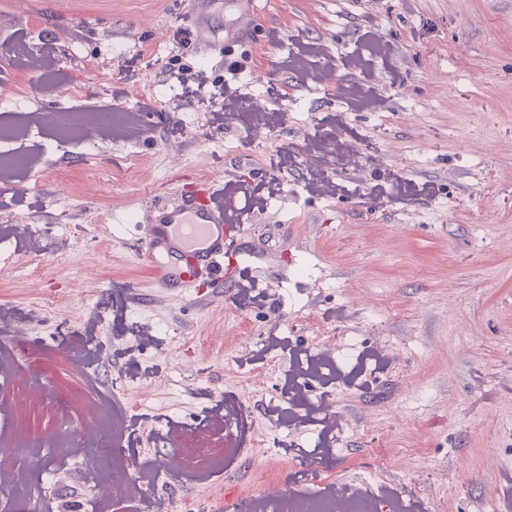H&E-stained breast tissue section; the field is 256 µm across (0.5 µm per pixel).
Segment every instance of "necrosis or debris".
Instances as JSON below:
<instances>
[{
  "label": "necrosis or debris",
  "instance_id": "necrosis-or-debris-1",
  "mask_svg": "<svg viewBox=\"0 0 512 512\" xmlns=\"http://www.w3.org/2000/svg\"><path fill=\"white\" fill-rule=\"evenodd\" d=\"M35 129H47L56 135L58 150H65L71 137L97 145L109 140L135 143L142 124L137 113L107 109L99 112H71L57 108L47 112H12L0 115V188H12L29 182L47 162L38 151L16 150ZM84 424L76 433L73 447L85 449L80 464L82 476H93L103 463L99 453L106 447L102 432L104 411L98 401L81 407ZM240 411L225 408L223 416L202 431L180 429L167 437L163 447L155 449L146 463L136 461L113 467L112 498L126 503H144L153 512H173L172 502L155 496L153 487L163 479L179 478L197 470L217 475L224 459L240 451L238 421ZM31 441L13 430L0 431V496L7 497L18 512H42L40 491L29 490L30 470L18 464L27 454ZM414 483L375 491L370 482L339 481L310 489L287 485H258L244 502V512H400L405 497L416 496Z\"/></svg>",
  "mask_w": 512,
  "mask_h": 512
}]
</instances>
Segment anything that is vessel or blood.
I'll use <instances>...</instances> for the list:
<instances>
[{"label": "vessel or blood", "mask_w": 512, "mask_h": 512, "mask_svg": "<svg viewBox=\"0 0 512 512\" xmlns=\"http://www.w3.org/2000/svg\"><path fill=\"white\" fill-rule=\"evenodd\" d=\"M224 237L223 210L197 196L157 207L149 220L145 253L154 284L177 297L202 281L222 287Z\"/></svg>", "instance_id": "vessel-or-blood-1"}]
</instances>
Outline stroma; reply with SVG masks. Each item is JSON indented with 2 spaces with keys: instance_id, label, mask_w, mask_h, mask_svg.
<instances>
[{
  "instance_id": "35a3bbf8",
  "label": "stroma",
  "mask_w": 512,
  "mask_h": 512,
  "mask_svg": "<svg viewBox=\"0 0 512 512\" xmlns=\"http://www.w3.org/2000/svg\"><path fill=\"white\" fill-rule=\"evenodd\" d=\"M21 35L54 49L52 75L12 67ZM196 84L228 112L263 97L267 139L198 108ZM54 106H131L151 133L130 151L72 140L36 192L0 198L40 242L33 256L0 242V310L40 311L8 354L39 364L50 392L0 388V402L55 442L44 512H92L98 497L67 446L90 393L151 444L206 427L218 403L244 408L243 439L268 457L158 487L178 512H216L257 477L303 484L295 460L326 450L320 481L379 468L421 477L429 512H512V0H0V113ZM330 137L344 151L325 196L307 159ZM199 182L244 216L224 241L228 285L159 294L139 262L150 212ZM242 285L263 302L239 305ZM149 326L164 332L138 341ZM325 343L329 376L291 404L296 358ZM324 400L345 420L331 433Z\"/></svg>"
}]
</instances>
